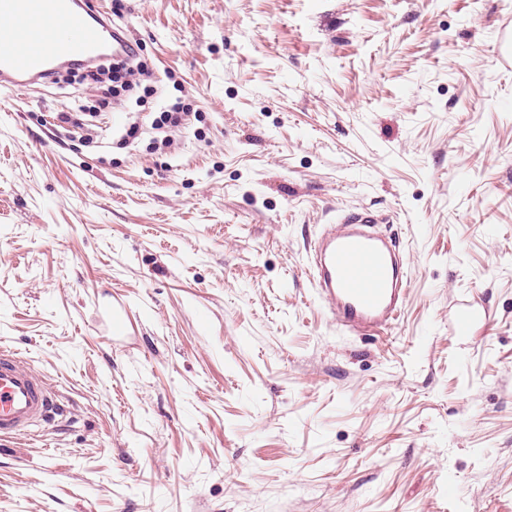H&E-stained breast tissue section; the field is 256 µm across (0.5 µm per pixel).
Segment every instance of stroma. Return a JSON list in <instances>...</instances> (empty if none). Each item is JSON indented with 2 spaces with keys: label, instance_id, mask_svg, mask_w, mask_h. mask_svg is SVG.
<instances>
[{
  "label": "stroma",
  "instance_id": "1",
  "mask_svg": "<svg viewBox=\"0 0 512 512\" xmlns=\"http://www.w3.org/2000/svg\"><path fill=\"white\" fill-rule=\"evenodd\" d=\"M93 2L151 94L0 95V346L65 408L0 512H512V0ZM350 207L407 263L386 337L306 273Z\"/></svg>",
  "mask_w": 512,
  "mask_h": 512
}]
</instances>
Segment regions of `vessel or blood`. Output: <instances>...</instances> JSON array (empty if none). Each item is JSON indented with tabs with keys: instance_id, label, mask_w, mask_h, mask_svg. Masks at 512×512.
Instances as JSON below:
<instances>
[{
	"instance_id": "obj_1",
	"label": "vessel or blood",
	"mask_w": 512,
	"mask_h": 512,
	"mask_svg": "<svg viewBox=\"0 0 512 512\" xmlns=\"http://www.w3.org/2000/svg\"><path fill=\"white\" fill-rule=\"evenodd\" d=\"M129 48L108 14L77 0H0L1 90L46 79L58 62L88 64ZM375 222L364 209L344 212L337 226L314 240L309 273L339 329L381 337L399 323L410 281ZM58 411L47 381L0 348V439L27 433Z\"/></svg>"
}]
</instances>
